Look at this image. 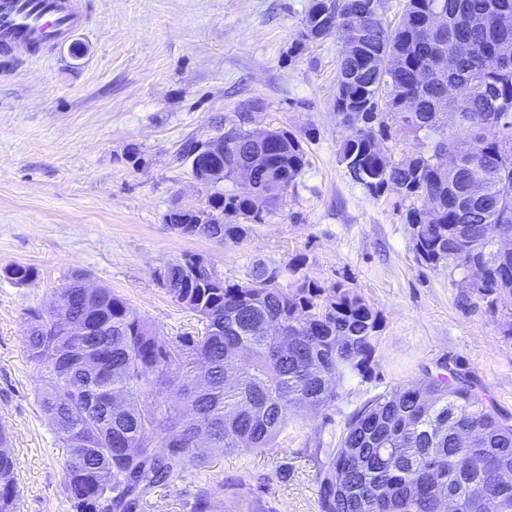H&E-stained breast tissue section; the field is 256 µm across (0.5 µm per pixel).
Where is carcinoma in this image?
<instances>
[{
  "label": "carcinoma",
  "instance_id": "obj_1",
  "mask_svg": "<svg viewBox=\"0 0 512 512\" xmlns=\"http://www.w3.org/2000/svg\"><path fill=\"white\" fill-rule=\"evenodd\" d=\"M435 11L444 26L428 25ZM334 33L354 44L339 58L334 111L375 120L343 140L341 162L373 197L429 200V214L412 206L405 215L406 224L425 225L413 244L419 261L457 270L481 254L487 269L478 299L492 310L511 305L512 259L499 261L493 239L463 229L500 224L512 232V0H406L394 26L381 0H312L299 40ZM450 55L449 70L440 61ZM390 57L401 60L398 69L387 68ZM451 112L459 121L446 127L440 116ZM494 118L501 136L489 141L483 123ZM391 121L427 133L431 145L398 162L382 157ZM268 137L276 138L269 162L254 171L249 189L207 196L206 208L222 222L186 223L179 233L238 244L275 212L306 167L296 134L232 128L217 162L232 182L244 148ZM444 147L454 162L441 166ZM303 265L301 258L283 269L259 263L243 283L213 269L199 277L187 258L167 266L163 288L199 317L200 336L162 335L125 298L85 288L80 275L60 294L68 320L54 305L28 310V356L41 374L48 425L67 448L71 512H145L157 491L204 468L199 433L213 453L267 448L296 409L329 408L336 385L369 378L379 311L343 284L325 287L301 273ZM288 274L294 279L284 286ZM35 275L30 265L3 269L19 286ZM500 471L512 474V418L450 369L393 388L354 415L320 470L319 508L435 512L444 487L458 512H512V482H500ZM223 491L222 482L199 488L187 512H214ZM17 496L9 440L0 434V512H14Z\"/></svg>",
  "mask_w": 512,
  "mask_h": 512
}]
</instances>
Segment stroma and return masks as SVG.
<instances>
[{"label": "stroma", "mask_w": 512, "mask_h": 512, "mask_svg": "<svg viewBox=\"0 0 512 512\" xmlns=\"http://www.w3.org/2000/svg\"><path fill=\"white\" fill-rule=\"evenodd\" d=\"M310 4L92 0L90 27L70 43L38 60H0V269L37 271L24 286L0 278V432L14 457L16 512H69L67 450L40 406L26 312L58 301L78 271L173 337L203 325L154 274L188 254L230 283L247 281L256 263L301 257L304 274L346 285L383 317L370 380L339 384L332 408L300 411L272 447L211 457L147 512H185L202 480L224 485L217 512H319V471L353 416L450 367L512 417V338L503 334L512 310L462 306L460 272L416 259L410 200L371 196L348 174L339 157L347 132L333 110L342 41L299 42ZM246 112L254 126L301 137L303 174L240 244L174 231L168 211L202 206L210 193L181 145L223 134Z\"/></svg>", "instance_id": "obj_1"}]
</instances>
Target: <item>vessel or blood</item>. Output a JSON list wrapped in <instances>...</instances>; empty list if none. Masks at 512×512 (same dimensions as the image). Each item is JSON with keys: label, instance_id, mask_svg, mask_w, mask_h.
Segmentation results:
<instances>
[{"label": "vessel or blood", "instance_id": "b4317fda", "mask_svg": "<svg viewBox=\"0 0 512 512\" xmlns=\"http://www.w3.org/2000/svg\"><path fill=\"white\" fill-rule=\"evenodd\" d=\"M91 0H0V56L46 57L90 20Z\"/></svg>", "mask_w": 512, "mask_h": 512}]
</instances>
